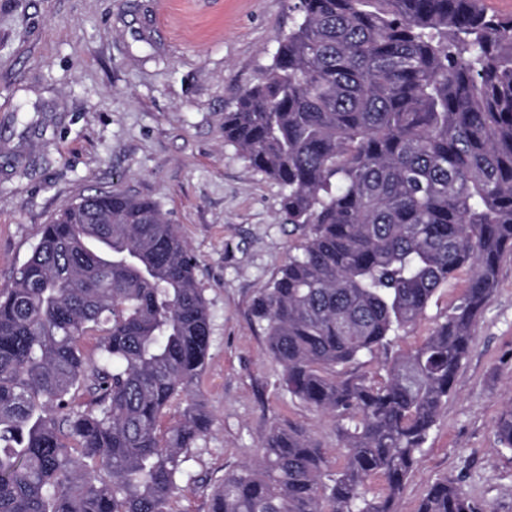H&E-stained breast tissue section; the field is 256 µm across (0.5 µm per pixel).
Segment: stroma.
Segmentation results:
<instances>
[{
    "label": "stroma",
    "mask_w": 512,
    "mask_h": 512,
    "mask_svg": "<svg viewBox=\"0 0 512 512\" xmlns=\"http://www.w3.org/2000/svg\"><path fill=\"white\" fill-rule=\"evenodd\" d=\"M288 0H0V288L64 206L120 190L157 202L195 259L211 318L195 392L213 417L190 449L194 483L176 512H209L225 474L253 460L276 423L302 425L340 459L336 421L291 396L251 307L306 239L279 210L281 188L224 141V114L263 78ZM468 285L437 291L391 345L426 336ZM512 405V256L409 475L399 512L435 481H462L484 512H512V451L495 422Z\"/></svg>",
    "instance_id": "stroma-1"
}]
</instances>
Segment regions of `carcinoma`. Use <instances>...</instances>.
I'll list each match as a JSON object with an SVG mask.
<instances>
[{"instance_id":"cac0c4a2","label":"carcinoma","mask_w":512,"mask_h":512,"mask_svg":"<svg viewBox=\"0 0 512 512\" xmlns=\"http://www.w3.org/2000/svg\"><path fill=\"white\" fill-rule=\"evenodd\" d=\"M289 8L298 20L224 113V141L280 185L288 223L312 229L252 314L288 393L336 418L343 461L275 424L210 512H398L512 253V16L476 0ZM194 269L159 205L122 191L43 226L0 289V512H174L194 481L187 451L212 426L193 392L210 346ZM463 270L469 287L428 336L383 375H346ZM495 435L512 450V406ZM415 512L480 510L445 478Z\"/></svg>"}]
</instances>
